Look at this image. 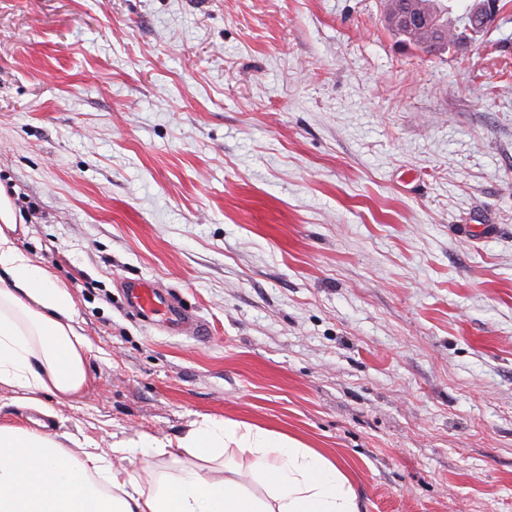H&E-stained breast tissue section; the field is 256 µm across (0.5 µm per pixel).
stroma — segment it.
Returning <instances> with one entry per match:
<instances>
[{"instance_id": "35a3bbf8", "label": "stroma", "mask_w": 512, "mask_h": 512, "mask_svg": "<svg viewBox=\"0 0 512 512\" xmlns=\"http://www.w3.org/2000/svg\"><path fill=\"white\" fill-rule=\"evenodd\" d=\"M384 4L0 0V186L92 344L51 431L246 420L358 512H512V0L435 50ZM125 300L130 313L144 322L152 323L159 317L173 328L206 336L205 325L190 310L176 302L169 293L150 283H130L125 290Z\"/></svg>"}]
</instances>
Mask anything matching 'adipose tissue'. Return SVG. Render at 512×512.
<instances>
[{
    "label": "adipose tissue",
    "mask_w": 512,
    "mask_h": 512,
    "mask_svg": "<svg viewBox=\"0 0 512 512\" xmlns=\"http://www.w3.org/2000/svg\"><path fill=\"white\" fill-rule=\"evenodd\" d=\"M15 231V207L0 188V385L46 415L41 394H81L91 344L67 288L18 246ZM79 446L75 456L55 434L0 425V512H358L345 464L247 421L205 416L176 440L121 437L107 454L87 440ZM171 447L195 465L146 480L120 465L135 449L163 455ZM222 448L245 458L248 471L228 463L223 476L203 474L199 462L216 460ZM247 475L258 491L245 486Z\"/></svg>",
    "instance_id": "obj_1"
}]
</instances>
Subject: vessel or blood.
<instances>
[{
    "instance_id": "1",
    "label": "vessel or blood",
    "mask_w": 512,
    "mask_h": 512,
    "mask_svg": "<svg viewBox=\"0 0 512 512\" xmlns=\"http://www.w3.org/2000/svg\"><path fill=\"white\" fill-rule=\"evenodd\" d=\"M126 306L131 314L151 323L162 321L177 329H186L197 335H205L206 328L195 315L169 293L154 285L138 281L130 283L125 290Z\"/></svg>"
}]
</instances>
